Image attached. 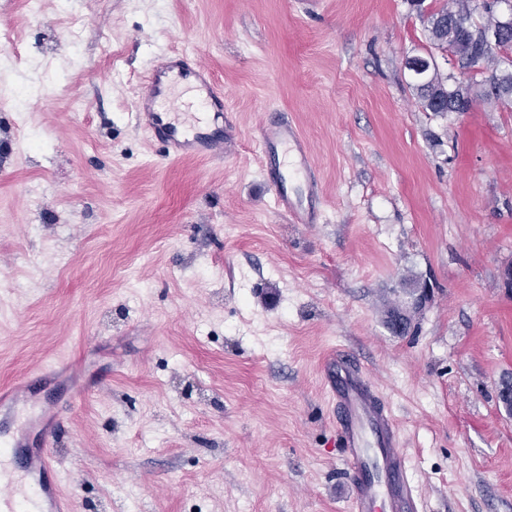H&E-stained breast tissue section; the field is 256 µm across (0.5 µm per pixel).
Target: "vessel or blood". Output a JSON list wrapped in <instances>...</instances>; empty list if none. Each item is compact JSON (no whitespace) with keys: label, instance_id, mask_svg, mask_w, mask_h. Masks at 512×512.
<instances>
[{"label":"vessel or blood","instance_id":"1","mask_svg":"<svg viewBox=\"0 0 512 512\" xmlns=\"http://www.w3.org/2000/svg\"><path fill=\"white\" fill-rule=\"evenodd\" d=\"M192 89L187 106L178 87ZM140 128L161 143L166 157L212 160L235 151L224 123V91L202 63L183 57L158 58L135 105ZM269 181L279 211L296 224L317 221L321 189L309 149L298 127L287 120L266 122L260 132ZM323 378L336 408L345 472L350 480V512H425L394 418L355 357L331 353ZM57 421L43 423L40 446H20L0 431V512H74L75 502L59 492L57 462L49 450Z\"/></svg>","mask_w":512,"mask_h":512}]
</instances>
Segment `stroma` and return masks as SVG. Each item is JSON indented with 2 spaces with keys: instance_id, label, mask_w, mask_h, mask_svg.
I'll use <instances>...</instances> for the list:
<instances>
[{
  "instance_id": "stroma-1",
  "label": "stroma",
  "mask_w": 512,
  "mask_h": 512,
  "mask_svg": "<svg viewBox=\"0 0 512 512\" xmlns=\"http://www.w3.org/2000/svg\"><path fill=\"white\" fill-rule=\"evenodd\" d=\"M442 0H0V389L38 367L76 512H350L326 352L365 366L428 512H512V108L428 112ZM224 90L237 151L134 120L156 55ZM310 148L274 205L266 120ZM427 284L413 307L407 281ZM260 143L269 161L268 176L278 210L295 224L317 223L321 189L298 127L289 120H270L261 128ZM295 183L303 187L304 196L294 194Z\"/></svg>"
}]
</instances>
